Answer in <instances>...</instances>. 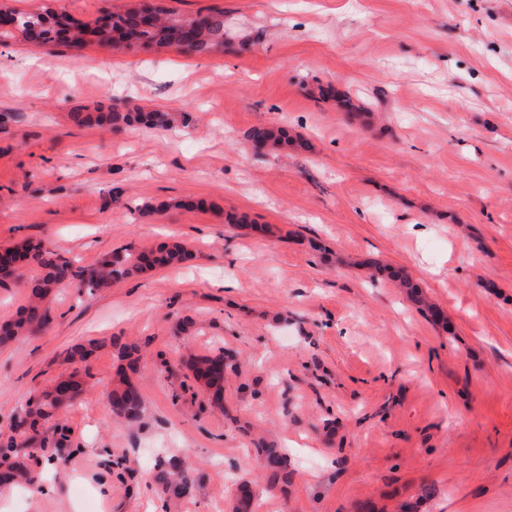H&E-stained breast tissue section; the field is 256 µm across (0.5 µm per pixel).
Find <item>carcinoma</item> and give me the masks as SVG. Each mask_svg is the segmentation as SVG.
I'll return each mask as SVG.
<instances>
[{
  "instance_id": "obj_1",
  "label": "carcinoma",
  "mask_w": 512,
  "mask_h": 512,
  "mask_svg": "<svg viewBox=\"0 0 512 512\" xmlns=\"http://www.w3.org/2000/svg\"><path fill=\"white\" fill-rule=\"evenodd\" d=\"M155 22L147 26L138 7L123 13L112 15L107 25H98L88 30L76 25V22L64 12H57L50 7L37 13L19 15L21 32L33 28L39 29L46 43H64L71 47L85 44V35L90 33L98 38V43L114 50L124 51L136 47L142 49L174 47L193 55L208 56L224 48V12L211 10L205 14L199 12L194 16H176L162 3L156 4ZM71 119L78 125L94 123L105 126L112 131H120L130 126H143L150 129H170L186 125L191 116L186 113L163 112L156 109L138 108L120 111L110 108L105 112H72ZM249 139L254 145L276 148L291 145L299 150L308 149V142L288 134L285 127H255ZM22 252V263L32 265L36 274L30 275L25 270H12L0 276V284L7 280L23 286L27 290L28 301L17 312L16 317L0 326V345H8L20 338L36 335L44 331L52 318L48 298L59 288L77 287L90 291L108 289L123 280L158 268L180 265L191 257L188 248L180 243H162L154 248L137 253L119 251L95 266L81 267L75 261L44 246L42 243L25 241L12 249L4 250V262L10 263L11 255ZM391 277L400 287L407 289L411 299L418 305L424 301L418 292V285L404 270L391 272ZM118 348V354L126 361L129 373L138 369L139 358L135 348L111 340ZM103 343L92 339L86 344L75 345L67 355L68 361L79 364L87 360L92 352ZM193 378L203 384L210 392L212 403L222 405L224 392V351L216 355L202 356L194 359L189 366ZM129 373L119 375L115 386L108 393L109 409L112 417L129 423L139 421L143 401L141 394L130 381ZM84 389L78 370L68 373L66 378L54 381L50 390L28 401L23 411L28 430L36 432L38 427L50 421L61 438H66L68 428L56 421V417L67 411ZM262 448V466L275 479L287 470L288 458L274 445L264 441ZM157 480L164 494L181 497L186 494L188 480L185 475L174 470H162Z\"/></svg>"
}]
</instances>
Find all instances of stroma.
<instances>
[{
	"label": "stroma",
	"instance_id": "1",
	"mask_svg": "<svg viewBox=\"0 0 512 512\" xmlns=\"http://www.w3.org/2000/svg\"><path fill=\"white\" fill-rule=\"evenodd\" d=\"M140 0H0L84 23ZM220 10L224 49L116 52L0 43V251L31 239L87 267L188 245L182 267L64 288L40 335L0 347V451L31 396L102 346L64 414L67 448L27 433L26 486L0 512H512V0H166ZM331 87L325 97L309 87ZM188 112L115 134L71 113ZM287 123L310 148L256 151ZM405 269L434 324L374 263ZM141 354L138 423L97 400ZM225 353L224 405L185 369ZM288 455L269 483L259 439ZM182 464L185 497L159 468ZM434 493L425 498L424 486ZM157 480L162 487L163 493L169 497L178 498L187 492V477L179 471L161 470L157 475Z\"/></svg>",
	"mask_w": 512,
	"mask_h": 512
}]
</instances>
